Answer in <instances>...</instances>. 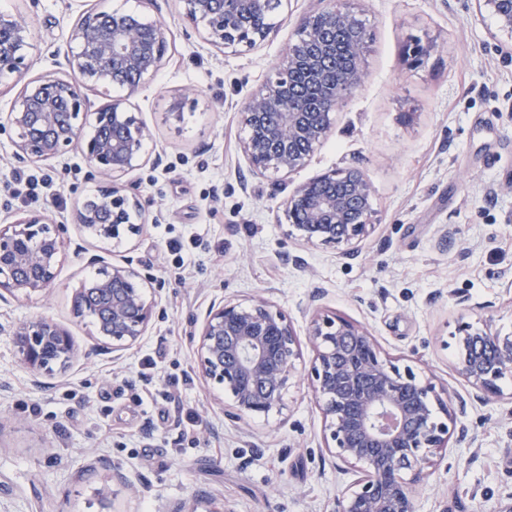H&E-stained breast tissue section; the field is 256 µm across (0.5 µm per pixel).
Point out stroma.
<instances>
[{
    "label": "stroma",
    "mask_w": 512,
    "mask_h": 512,
    "mask_svg": "<svg viewBox=\"0 0 512 512\" xmlns=\"http://www.w3.org/2000/svg\"><path fill=\"white\" fill-rule=\"evenodd\" d=\"M319 6L284 0L273 38L221 52L178 0H0V13L31 20L33 77L58 70L55 52L87 9L160 18L168 37L161 70L130 99L152 132L147 154L163 156L126 177L159 216L139 235L112 246L71 224L91 188L79 153L21 162L0 135V225L26 209L68 225L54 286L0 300V512H333L354 473L324 448L306 381L292 379L282 409L238 419L230 393L201 375L212 304L268 298L302 337L319 296L321 312L362 324L461 396L441 345L457 321L512 332V35L474 0H354L371 35L365 84L302 167L280 181L250 174L238 109ZM411 39L432 46L414 70L402 64ZM348 165L370 180L375 215L358 255L342 259L288 235L278 185ZM96 255L132 263L155 303L145 336L122 352L74 309ZM40 318L66 329L75 353L36 376L11 330ZM461 421L467 435L417 486L416 512H493L512 493V400L468 402Z\"/></svg>",
    "instance_id": "35a3bbf8"
}]
</instances>
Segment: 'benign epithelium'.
I'll return each mask as SVG.
<instances>
[{
    "instance_id": "7a95c632",
    "label": "benign epithelium",
    "mask_w": 512,
    "mask_h": 512,
    "mask_svg": "<svg viewBox=\"0 0 512 512\" xmlns=\"http://www.w3.org/2000/svg\"><path fill=\"white\" fill-rule=\"evenodd\" d=\"M282 0H180L183 18L211 46L252 47L275 31L273 13ZM304 16L286 60L238 110L245 132L240 147L256 174H288L303 166L325 140L335 114L365 83L363 58L369 34L350 0H323ZM512 34V0H475ZM35 49L28 18L0 14V77L24 79L0 132L14 133L19 161L50 162L79 150L97 181L77 203L72 223L98 237L122 240L138 234L145 206L124 175L161 155L144 152L151 133L127 104L152 81L168 50L161 21L120 10H87L74 24L64 63L66 73L25 78ZM430 47L417 40L405 48L409 68L419 67ZM77 73L81 84L68 74ZM114 87L126 97L114 98ZM93 91L99 100L90 99ZM93 133L83 134L87 120ZM372 187L365 173L349 166L290 189L281 204L288 235L310 247H332L353 255L352 245L371 229ZM66 225L42 210H23L0 225V300L51 288L64 251ZM131 263L105 267L77 292L76 307L97 302L98 335L120 352L147 330L154 302L136 287ZM20 361L39 373L51 358L74 353L70 335L40 319L12 330ZM454 370L481 401L500 400V381L512 373V333L485 323L458 321L452 335ZM314 356L305 369L320 399L324 447L356 473L336 497L334 512H415L413 487L462 437L467 402L451 397L434 377L388 355L360 323L315 315L308 327ZM302 358L301 343L287 315L265 299L248 305L222 302L208 311L199 341L203 377L230 392L234 415L251 417L280 406Z\"/></svg>"
}]
</instances>
